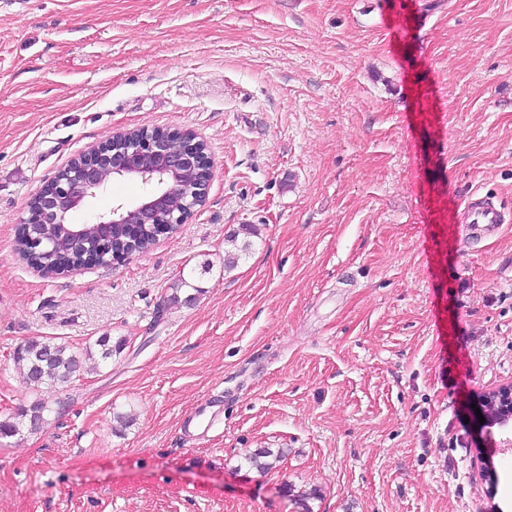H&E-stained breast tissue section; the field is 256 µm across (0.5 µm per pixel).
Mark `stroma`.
<instances>
[{
	"instance_id": "stroma-1",
	"label": "stroma",
	"mask_w": 512,
	"mask_h": 512,
	"mask_svg": "<svg viewBox=\"0 0 512 512\" xmlns=\"http://www.w3.org/2000/svg\"><path fill=\"white\" fill-rule=\"evenodd\" d=\"M137 127L206 143L203 206L109 265L20 260L31 197ZM474 194L512 212V0H0V421L63 406L0 437V512H512L473 409L512 381V223L470 240ZM183 270L200 294L164 306ZM105 332L121 352L57 388L13 362ZM52 413L53 409L45 401L37 400L32 402L27 408L21 410L15 417L16 421H1L0 435L3 437L12 436L19 433L22 427L29 426L30 430H37L45 422L46 413Z\"/></svg>"
}]
</instances>
